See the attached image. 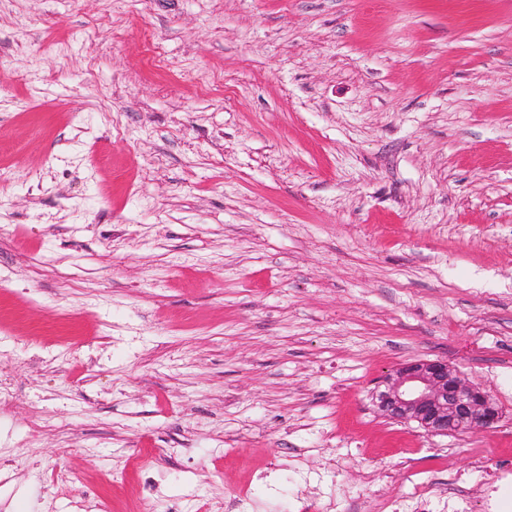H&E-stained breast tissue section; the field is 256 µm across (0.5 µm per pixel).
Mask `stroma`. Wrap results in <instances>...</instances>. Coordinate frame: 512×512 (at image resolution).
<instances>
[{
	"label": "stroma",
	"mask_w": 512,
	"mask_h": 512,
	"mask_svg": "<svg viewBox=\"0 0 512 512\" xmlns=\"http://www.w3.org/2000/svg\"><path fill=\"white\" fill-rule=\"evenodd\" d=\"M0 385V512H512V0H0ZM384 418L416 423L428 435L489 431L502 412L488 392L442 359H417L386 374L371 393Z\"/></svg>",
	"instance_id": "obj_1"
}]
</instances>
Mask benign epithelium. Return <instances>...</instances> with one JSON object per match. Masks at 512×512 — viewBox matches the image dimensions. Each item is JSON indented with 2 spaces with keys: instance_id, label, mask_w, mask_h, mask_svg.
I'll use <instances>...</instances> for the list:
<instances>
[{
  "instance_id": "obj_1",
  "label": "benign epithelium",
  "mask_w": 512,
  "mask_h": 512,
  "mask_svg": "<svg viewBox=\"0 0 512 512\" xmlns=\"http://www.w3.org/2000/svg\"><path fill=\"white\" fill-rule=\"evenodd\" d=\"M384 418L415 423L429 435L489 431L502 412L488 392L442 359H417L386 374L371 393Z\"/></svg>"
}]
</instances>
